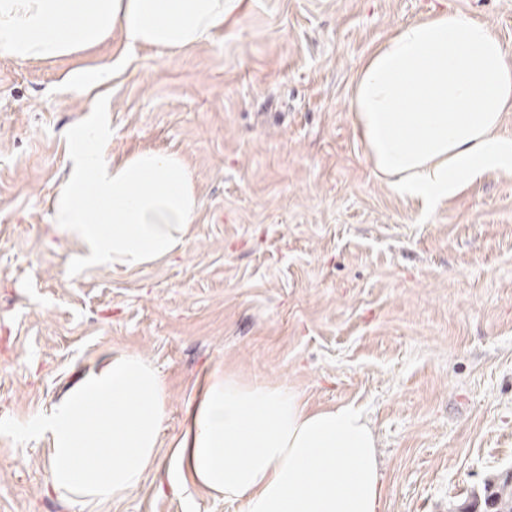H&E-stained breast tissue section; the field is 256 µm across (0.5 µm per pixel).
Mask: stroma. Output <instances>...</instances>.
Returning <instances> with one entry per match:
<instances>
[{
	"mask_svg": "<svg viewBox=\"0 0 512 512\" xmlns=\"http://www.w3.org/2000/svg\"><path fill=\"white\" fill-rule=\"evenodd\" d=\"M442 9L512 51V0H244L212 42L139 49L99 88L69 76L121 58L119 34L47 62L0 53V512H78L34 424L105 352L159 372L168 419L143 483L101 512H241L165 477L215 369L359 408L386 512H455L512 470V172L426 206L376 176L350 110L365 59ZM97 115L113 161L151 148L194 171L173 257L85 267L55 234L48 200Z\"/></svg>",
	"mask_w": 512,
	"mask_h": 512,
	"instance_id": "obj_1",
	"label": "stroma"
}]
</instances>
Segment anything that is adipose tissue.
<instances>
[{"instance_id":"ef3b65f1","label":"adipose tissue","mask_w":512,"mask_h":512,"mask_svg":"<svg viewBox=\"0 0 512 512\" xmlns=\"http://www.w3.org/2000/svg\"><path fill=\"white\" fill-rule=\"evenodd\" d=\"M242 0H0V52L44 61L119 32L128 51L210 42ZM355 131L376 174L431 205L486 172H512V55L483 22L457 12L400 26L354 78ZM50 200L52 222L86 266L135 268L181 250L199 207L189 167L144 150L114 163L107 129H83ZM165 387L140 356L102 354L37 422L53 489L81 507L125 497L156 463ZM242 512H385L378 439L350 405L311 409L291 387L210 372L166 467Z\"/></svg>"}]
</instances>
